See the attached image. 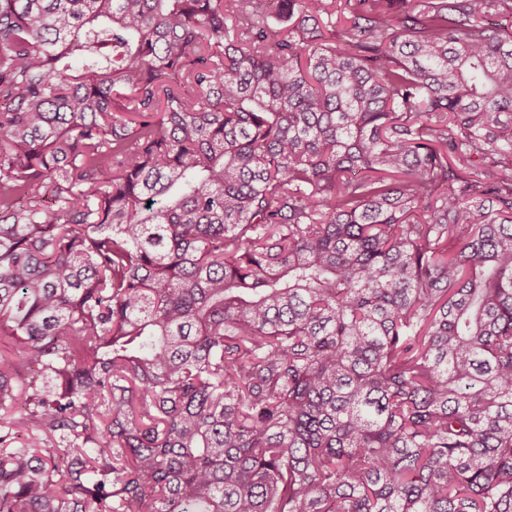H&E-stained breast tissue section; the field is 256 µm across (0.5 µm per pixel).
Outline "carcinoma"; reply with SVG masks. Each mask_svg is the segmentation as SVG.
<instances>
[{
    "label": "carcinoma",
    "instance_id": "cac0c4a2",
    "mask_svg": "<svg viewBox=\"0 0 512 512\" xmlns=\"http://www.w3.org/2000/svg\"><path fill=\"white\" fill-rule=\"evenodd\" d=\"M271 2L0 0V512H512V0Z\"/></svg>",
    "mask_w": 512,
    "mask_h": 512
}]
</instances>
